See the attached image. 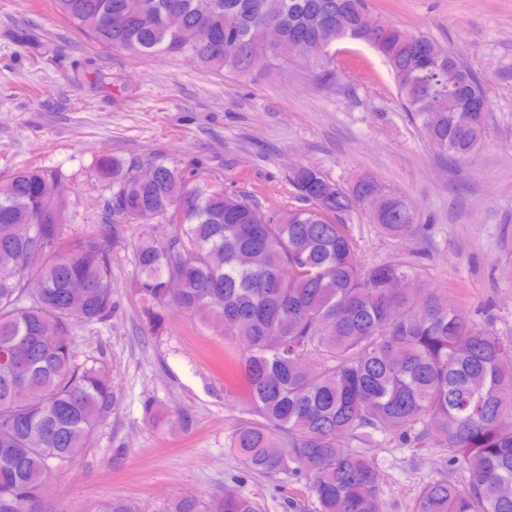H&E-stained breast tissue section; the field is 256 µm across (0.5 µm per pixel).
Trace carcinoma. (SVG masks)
<instances>
[{
    "instance_id": "obj_1",
    "label": "carcinoma",
    "mask_w": 512,
    "mask_h": 512,
    "mask_svg": "<svg viewBox=\"0 0 512 512\" xmlns=\"http://www.w3.org/2000/svg\"><path fill=\"white\" fill-rule=\"evenodd\" d=\"M99 43L149 57L180 56L207 71L249 75L275 53L265 29L299 48L283 65L336 81L329 49L351 39L389 66L404 111L433 152L464 163L483 143L481 79L430 36L374 14L368 0H52ZM223 33L195 40L201 27ZM235 51L224 52V43ZM94 174L108 216L151 211L180 228L166 244L135 246L134 288L149 328L170 307L245 344V409L231 448L247 473L305 482L308 512H379L382 477L366 449L391 434L432 440L460 466L459 481L421 489L415 512H512V340L493 325L414 288L394 263L364 265L343 216L361 208L396 239L414 232L399 196L362 178L348 191L312 167L290 180L306 207L262 210L157 157L135 164L103 154ZM58 170L25 169L0 182V512H27L53 467L69 464L111 415L106 368L76 362L75 324L112 317V252L97 232L68 235L70 203ZM180 283L171 293L169 279ZM169 512H259L226 493L187 496Z\"/></svg>"
}]
</instances>
